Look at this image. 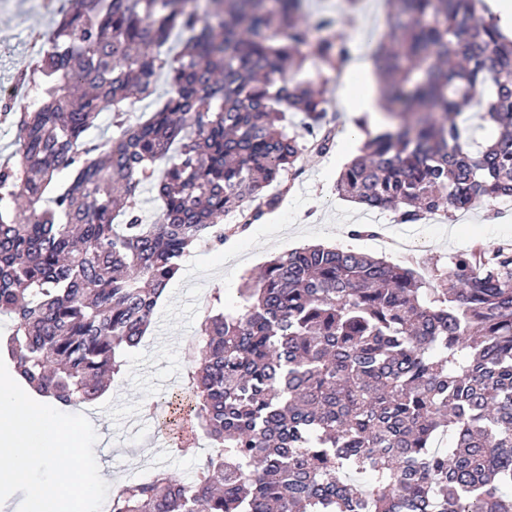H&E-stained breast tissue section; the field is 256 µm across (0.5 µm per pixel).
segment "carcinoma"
<instances>
[{
	"label": "carcinoma",
	"mask_w": 512,
	"mask_h": 512,
	"mask_svg": "<svg viewBox=\"0 0 512 512\" xmlns=\"http://www.w3.org/2000/svg\"><path fill=\"white\" fill-rule=\"evenodd\" d=\"M388 3L372 53L395 123L367 133L337 191L398 224L512 197V39L477 0ZM302 5L71 0L17 77L40 105L0 101L17 129L0 164V316L43 396L98 398L190 250L247 231L305 151L331 150L325 73L351 48L331 35L338 18ZM159 72L169 93L130 123ZM102 112L112 136L86 139ZM146 182L161 202L150 222ZM239 294L201 321V358L170 401L211 453L188 483L159 471L124 485L111 512H512V245L479 242L425 276L314 245Z\"/></svg>",
	"instance_id": "cac0c4a2"
}]
</instances>
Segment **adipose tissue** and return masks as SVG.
<instances>
[{
    "mask_svg": "<svg viewBox=\"0 0 512 512\" xmlns=\"http://www.w3.org/2000/svg\"><path fill=\"white\" fill-rule=\"evenodd\" d=\"M357 81H344L335 92L337 100L350 113L352 120L347 125L351 138H358L361 128L359 118H367L375 126L383 125L385 116L379 104L377 88L372 80L373 61L370 56L357 59L353 65Z\"/></svg>",
    "mask_w": 512,
    "mask_h": 512,
    "instance_id": "adipose-tissue-1",
    "label": "adipose tissue"
}]
</instances>
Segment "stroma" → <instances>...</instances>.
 Returning <instances> with one entry per match:
<instances>
[{"mask_svg": "<svg viewBox=\"0 0 512 512\" xmlns=\"http://www.w3.org/2000/svg\"><path fill=\"white\" fill-rule=\"evenodd\" d=\"M312 11L338 14V34L361 33L366 45H374L382 28L376 14L388 11L386 0H307ZM54 19L42 0H0V85H10L15 74L29 65L34 50L31 37L50 32ZM362 141H348L338 134L326 154L304 155L294 186L278 207L241 237H232L218 248L199 245L182 263L154 311L151 327L125 355V366L108 391L78 413L99 416L94 453L98 464L109 467L124 482H135L144 469L163 470L177 481L193 478L196 466L210 452V441L190 424L163 431L147 415V402L166 405L171 394L183 387L199 351L191 341L200 321L216 299H236L246 275L257 272L274 256L307 244L336 245L376 258L394 261V254L378 246L375 238H351L347 231L364 212L338 195L336 182L344 165L358 156ZM402 232L418 235L416 258L421 267L446 263L449 254L469 248L475 241L512 242V210L498 203L482 205L447 216L438 212Z\"/></svg>", "mask_w": 512, "mask_h": 512, "instance_id": "obj_1", "label": "stroma"}]
</instances>
